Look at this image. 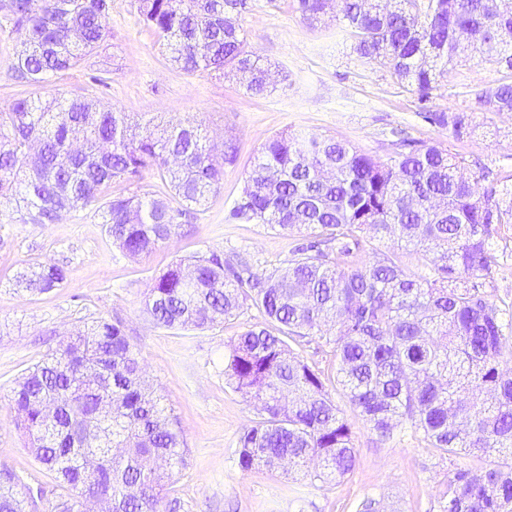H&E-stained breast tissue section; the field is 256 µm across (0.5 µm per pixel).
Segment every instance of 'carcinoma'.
<instances>
[{"label":"carcinoma","mask_w":512,"mask_h":512,"mask_svg":"<svg viewBox=\"0 0 512 512\" xmlns=\"http://www.w3.org/2000/svg\"><path fill=\"white\" fill-rule=\"evenodd\" d=\"M111 0H0V29L24 35L15 78L43 86L77 66L108 36ZM140 22L187 73H241L263 96L268 69L240 24L247 0H137ZM315 25L333 10L340 35L368 62L419 95L431 126L469 134L465 114L429 106L448 65L479 58L496 68L478 101L512 112V0H298ZM469 26L482 41L464 43ZM381 161L333 137L284 132L259 149L231 217L305 238L288 269L256 274L211 253L180 259L156 279L146 313L159 326L204 329L247 305L274 324L243 331L224 359L236 391L258 403L260 419L239 440L238 465L275 469L319 460L322 483L355 469L351 424L326 378L292 344L326 337L336 384L382 439L408 423L441 459L473 456L487 467L448 471L439 512H512V371L503 369L512 311L483 291L497 266L494 239L512 230V171H487L477 195L451 149L398 137ZM236 160L233 144L216 156L193 120L173 125L142 113L104 109L61 94L17 99L0 113V198L33 224H54L71 209L100 214L112 244L147 254L200 211ZM168 182L179 207L150 192L101 196L114 181ZM393 238L425 260L419 273L392 251L358 255ZM65 267L38 263L16 287L45 293L63 286ZM13 424L53 477L51 512H162L164 490L184 464L180 430L165 396L142 374L139 353L118 321L98 319L62 340L15 382ZM0 470V512H31L32 496Z\"/></svg>","instance_id":"cac0c4a2"}]
</instances>
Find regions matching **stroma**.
<instances>
[{"mask_svg": "<svg viewBox=\"0 0 512 512\" xmlns=\"http://www.w3.org/2000/svg\"><path fill=\"white\" fill-rule=\"evenodd\" d=\"M296 5V0H250L241 17L252 49L274 73L273 89L260 97L248 94L239 80L210 71L188 73L171 64L140 24L137 0H112L105 42L54 78V88L71 99L117 112L158 113L175 123L197 121L216 146L233 143L237 156L225 166L223 184L210 194L204 211L152 253L135 259L119 254L90 211L64 213L53 224H31L21 220L13 202L0 199V469L14 472L26 486L44 489L36 512H51V477L13 425L11 390L64 335L98 318L124 323L146 375L174 411L185 465L167 495L180 502V512H357L367 498L375 499L381 512H438L449 468L479 467L472 457L440 459L407 431L379 439L331 383L330 396L355 435L358 463L352 474L313 484L296 472L241 470L238 442L259 415L254 402L225 378L224 355L236 336L261 322V314L251 307L223 324L197 329L156 325L144 311L149 289L181 258L214 251L246 262L256 273L286 269L298 235L230 216L259 148L275 134L331 136L385 160L394 132L401 131L451 147L475 172L512 163V113L494 111L468 94L469 87L497 80L492 66L477 59L451 66L433 92L432 106L469 118L470 136L457 141L449 129L421 121L415 92L387 69L359 57L338 36V18L312 26ZM21 50L18 34L0 32V112L13 99L40 92L15 78ZM100 73L106 85L94 83ZM496 251L498 265L483 290L508 307L512 238L497 239ZM42 262L65 266L63 286L43 294L16 291V272Z\"/></svg>", "mask_w": 512, "mask_h": 512, "instance_id": "1", "label": "stroma"}]
</instances>
